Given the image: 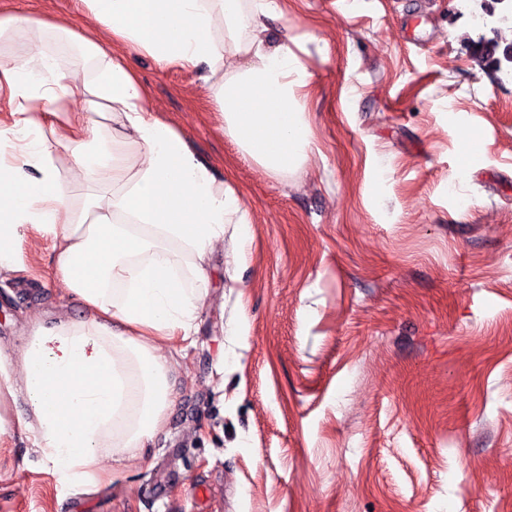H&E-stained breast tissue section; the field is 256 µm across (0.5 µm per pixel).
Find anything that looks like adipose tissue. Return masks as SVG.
I'll return each instance as SVG.
<instances>
[{"mask_svg": "<svg viewBox=\"0 0 512 512\" xmlns=\"http://www.w3.org/2000/svg\"><path fill=\"white\" fill-rule=\"evenodd\" d=\"M78 3L111 51L66 26L51 31L94 59L93 71H62L40 38L0 71L12 116L0 127V271H18L23 234L50 239L58 286L84 314L33 319L19 352L0 347V392L27 400L25 426L58 480L86 487L103 483L102 457L140 455L163 431L175 366L161 345L196 333L227 229L235 253L251 242L238 190L149 115L124 52L202 70L225 136L266 175L301 168L314 140L311 74L265 36L278 0ZM78 93L87 108L70 111Z\"/></svg>", "mask_w": 512, "mask_h": 512, "instance_id": "1", "label": "adipose tissue"}]
</instances>
